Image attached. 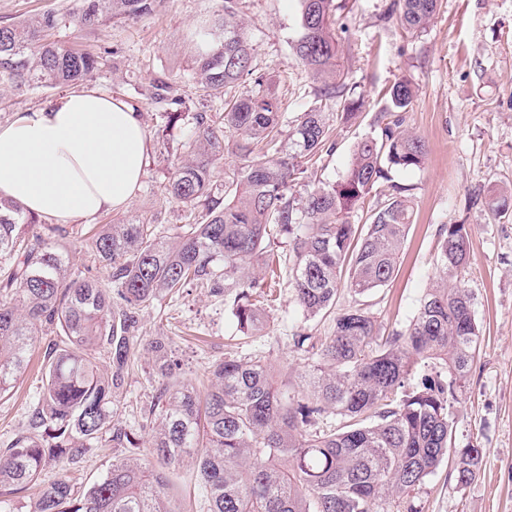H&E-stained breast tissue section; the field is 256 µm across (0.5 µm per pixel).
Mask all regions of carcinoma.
<instances>
[{
    "label": "carcinoma",
    "instance_id": "1",
    "mask_svg": "<svg viewBox=\"0 0 512 512\" xmlns=\"http://www.w3.org/2000/svg\"><path fill=\"white\" fill-rule=\"evenodd\" d=\"M162 0H77L74 14L88 27L105 19L134 21ZM237 0L202 26L208 48L198 49L193 80L200 95L224 99L223 125L205 112H185L169 83L155 85L166 106L164 132L188 126L179 140L186 159L168 181L170 196L194 222L166 235L149 220L117 217L90 245L105 282L73 268L65 228L47 242L33 232L40 217L0 197V259L10 262L0 284V399L15 388L39 336L45 383L32 396L25 421L0 448V488L13 495L36 484L43 469L76 463L108 438L114 448L141 447L138 433L119 420L140 312L186 288H207L228 303L242 336L259 342L268 314L253 300L263 287L267 242L288 247L291 302L307 321L333 315L327 335L292 337L309 354L298 388L278 381L259 346L231 350L211 365L206 392L184 380L168 337L144 344L160 386L143 408L142 429L160 464L115 456L88 487L61 478L41 488L32 512H177L170 473L185 470L206 492L207 512H389L393 501L419 512L413 492L454 455L456 481L480 474L484 449L454 448L455 411L482 334L473 297L448 278L468 264L463 224L440 229L439 280L413 319L376 343L379 329L362 305L334 312L341 290L362 296L394 276L413 223L409 188L389 185V171L419 168L426 143L402 129L399 116L377 117L381 133L357 142L342 178L297 200L290 189L302 163L330 154L326 115L304 112L290 121L263 89ZM295 56L322 81L320 93L339 94L336 0H298ZM440 0H397L398 22L424 31ZM66 17L34 15L0 25V77L16 87L73 86L105 65L89 53L63 49L50 32ZM249 81L253 90L236 96ZM392 111L412 106L415 90L400 80L388 91ZM238 161L218 180L215 162L226 141ZM374 202L368 223H355ZM498 218L512 213V188L492 189L486 201Z\"/></svg>",
    "mask_w": 512,
    "mask_h": 512
}]
</instances>
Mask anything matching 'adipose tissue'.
<instances>
[{
	"instance_id": "ef3b65f1",
	"label": "adipose tissue",
	"mask_w": 512,
	"mask_h": 512,
	"mask_svg": "<svg viewBox=\"0 0 512 512\" xmlns=\"http://www.w3.org/2000/svg\"><path fill=\"white\" fill-rule=\"evenodd\" d=\"M148 136L133 106L96 86L18 113L0 127V196L76 221L128 205Z\"/></svg>"
}]
</instances>
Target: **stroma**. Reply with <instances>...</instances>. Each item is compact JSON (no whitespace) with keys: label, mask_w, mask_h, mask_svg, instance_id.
<instances>
[{"label":"stroma","mask_w":512,"mask_h":512,"mask_svg":"<svg viewBox=\"0 0 512 512\" xmlns=\"http://www.w3.org/2000/svg\"><path fill=\"white\" fill-rule=\"evenodd\" d=\"M393 0H339L336 38L344 87L342 97L325 99L321 84L293 55L299 33L296 0H240L248 24L257 67L268 78L270 92L283 112L296 116L316 109L327 113L336 149L324 162L308 165L291 188L301 198L315 186L340 179L352 149L363 137L378 134L376 123L389 101L385 92L396 81H409L416 91L404 112V129L428 146L419 169L392 171L393 182L414 195V221L403 245L398 269L385 286L363 297L381 334L414 316L425 288L435 278L439 229L461 224L467 231L471 262L458 270L455 283L467 288L482 326L483 341L470 382L457 405V446H478L484 456L479 477L458 485L449 465H442L417 495L421 512H512V218H495L481 203L491 187L512 186V0H442L430 27L411 35L392 15ZM75 0H0V23L17 22L36 13L67 15L54 39L64 48L106 57L91 82L133 106L149 139L145 174L129 204L118 213L100 214L67 224V241L76 267L107 280L104 268L89 265L86 253L101 225L120 216L130 221L155 219L167 233L189 223V211L167 193L169 173L180 152L175 140L163 137V108L153 98L154 81L169 79L188 111H207L221 121L219 108H203L192 79L197 50L189 32L204 17L224 11V0H162L157 10L134 21H107L88 28L70 19ZM57 88L19 91L0 84V126L17 113L58 98ZM359 101L354 123L336 119L345 100ZM281 289L268 307L269 336L264 349L274 374L291 373L300 381L306 355L288 338L305 330L327 334L329 321L308 322ZM142 336L169 337L183 362V376L198 389L209 384V368L223 358L236 335L223 298L195 288L165 297L143 310ZM44 345L36 343L27 370L12 393L0 400V443L20 428L30 397L40 388ZM158 382L146 355H138L129 371L120 419L139 427L140 412L156 393ZM102 441L78 463L47 466L41 484L69 476L80 486L96 481L115 455Z\"/></svg>","instance_id":"35a3bbf8"}]
</instances>
